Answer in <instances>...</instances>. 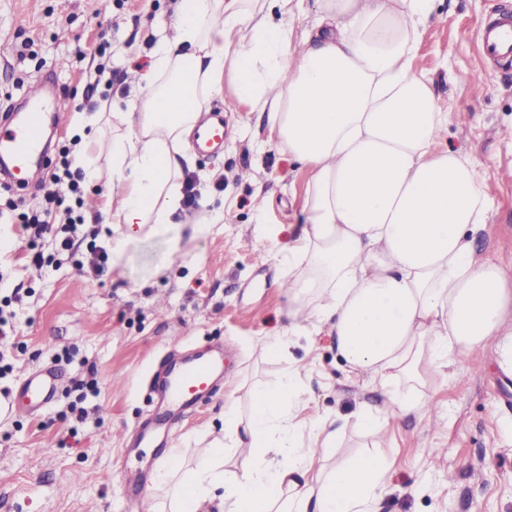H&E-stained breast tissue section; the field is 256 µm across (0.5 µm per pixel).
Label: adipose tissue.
<instances>
[{"mask_svg": "<svg viewBox=\"0 0 512 512\" xmlns=\"http://www.w3.org/2000/svg\"><path fill=\"white\" fill-rule=\"evenodd\" d=\"M434 2L318 0L299 35L287 18L302 0H179L174 38L157 41L149 70L130 79L139 109L113 134L107 166L75 158L88 181L118 190L106 217L123 228L113 263L145 232L178 239L185 146L229 85L311 172L288 295L318 298L351 374L416 381L504 330L512 265L478 255L471 239L490 219L489 183L472 158L436 151L448 118L431 80L412 72ZM294 383L256 392L249 419L225 410V433L247 439L253 465L224 470L214 445L174 486L171 512L217 497L223 512H372L383 460L327 464L320 450L340 436L338 416L320 423V446H303Z\"/></svg>", "mask_w": 512, "mask_h": 512, "instance_id": "obj_1", "label": "adipose tissue"}]
</instances>
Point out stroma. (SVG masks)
<instances>
[{
	"label": "stroma",
	"mask_w": 512,
	"mask_h": 512,
	"mask_svg": "<svg viewBox=\"0 0 512 512\" xmlns=\"http://www.w3.org/2000/svg\"><path fill=\"white\" fill-rule=\"evenodd\" d=\"M512 0H436L416 50L413 71L433 82L448 114L440 148L476 158L489 181L493 210L474 235L485 257L512 261V66L485 61L478 33L493 10ZM176 0H0V114L27 87L43 80L63 94L49 159L61 147L85 150L77 121L101 102L128 112L126 81L147 71L150 50L173 35ZM106 66L112 83L90 88ZM210 108L224 114V148L188 151L201 207L224 206V220L204 237L183 229L179 241L148 236L121 265L92 276L81 261L89 248L56 251L40 241L43 265L31 261L17 227L0 222V306L15 329L0 335L7 369L0 374V512H127L128 477L142 471L144 512H170L171 486H155L170 449L185 468L207 457L224 436V410L243 418L255 390L278 385L297 371L295 406L309 440L330 414L348 419L328 449L329 462L379 453L387 467L376 512H512V356L504 337L485 345L440 376L422 369L421 381L394 385L420 396L412 412L388 403L379 382L352 380L328 325L307 304L312 335L289 331L293 307L283 285L286 257L300 234L309 172L278 143L264 115L238 105L231 88ZM289 339L283 356L262 346ZM224 348V378L209 402L178 412L164 446H138L140 424L152 412L150 380L171 355ZM45 365L62 373L57 400L33 414L10 410L8 394L28 371ZM85 408L78 423L73 407ZM372 407L390 415L383 431L361 427L357 414Z\"/></svg>",
	"instance_id": "obj_1"
}]
</instances>
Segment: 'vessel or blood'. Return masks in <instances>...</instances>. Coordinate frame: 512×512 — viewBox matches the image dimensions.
Wrapping results in <instances>:
<instances>
[{"label":"vessel or blood","mask_w":512,"mask_h":512,"mask_svg":"<svg viewBox=\"0 0 512 512\" xmlns=\"http://www.w3.org/2000/svg\"><path fill=\"white\" fill-rule=\"evenodd\" d=\"M484 58L493 63L512 64V13L497 11L480 31ZM26 109L12 124L0 126V173L11 187L24 188L34 175L33 164L43 149V126L46 112L65 109L62 96H47L43 83L31 85L24 94ZM224 146V115L212 113L209 123L198 130L193 147L208 153ZM221 356L202 354L180 365L177 372L165 378L161 400L172 406L189 407L214 391ZM58 392V376L51 368L27 372L12 398L13 406L30 414L51 405Z\"/></svg>","instance_id":"vessel-or-blood-1"}]
</instances>
